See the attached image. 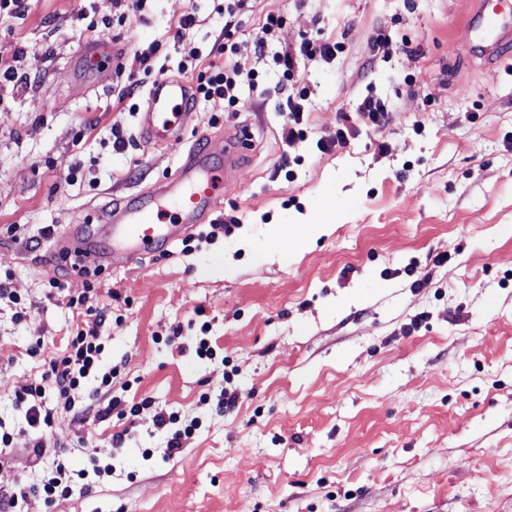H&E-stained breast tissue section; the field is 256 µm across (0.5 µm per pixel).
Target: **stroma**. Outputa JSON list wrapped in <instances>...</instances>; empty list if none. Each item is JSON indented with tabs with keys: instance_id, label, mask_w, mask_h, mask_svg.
Masks as SVG:
<instances>
[{
	"instance_id": "1",
	"label": "stroma",
	"mask_w": 512,
	"mask_h": 512,
	"mask_svg": "<svg viewBox=\"0 0 512 512\" xmlns=\"http://www.w3.org/2000/svg\"><path fill=\"white\" fill-rule=\"evenodd\" d=\"M223 5L147 0L118 24L115 0H30L24 18H0V51H22L20 80L0 83V282L13 292L0 298V492L62 462L87 470L88 486L48 512H512V51L489 63L461 53L476 0H251L240 39L267 11L287 22L269 56H233L240 77L258 76L240 111L201 104L175 141L147 146L139 110L154 79L118 101V65L137 70L135 52L156 43L168 76L207 66ZM191 11L197 25L175 37ZM306 39L343 49L281 86L273 52ZM96 41L123 60L87 79L74 64ZM289 87L306 93L307 137L287 145ZM368 95L387 105L385 126L358 114ZM341 124L348 144L320 152ZM233 128L248 135L242 166L199 227L233 216L231 234L105 264L110 334L49 296L51 278L76 296L87 277L46 228L95 233L112 198L172 176ZM314 211L329 233L272 238L271 225ZM76 329L102 339L112 396L143 408L84 424L60 408L31 426L16 400L41 370L29 348L54 355ZM202 338L210 357L196 353ZM161 411L195 426L179 453Z\"/></svg>"
}]
</instances>
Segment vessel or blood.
<instances>
[{
	"instance_id": "obj_1",
	"label": "vessel or blood",
	"mask_w": 512,
	"mask_h": 512,
	"mask_svg": "<svg viewBox=\"0 0 512 512\" xmlns=\"http://www.w3.org/2000/svg\"><path fill=\"white\" fill-rule=\"evenodd\" d=\"M511 45L512 9L492 11L483 4L469 16L463 44L466 53L491 60ZM109 55L103 44L86 43L79 58L81 72H91ZM189 92L188 84L179 79L154 83L139 117L146 144L169 141L176 126L191 119ZM241 137V130L226 132L220 153L212 149L189 150L173 178L114 201L106 215L111 225L106 247L88 250V257L96 263L120 257L131 261L173 241L166 223L177 224L186 231L203 221L223 198L225 179L240 167Z\"/></svg>"
}]
</instances>
